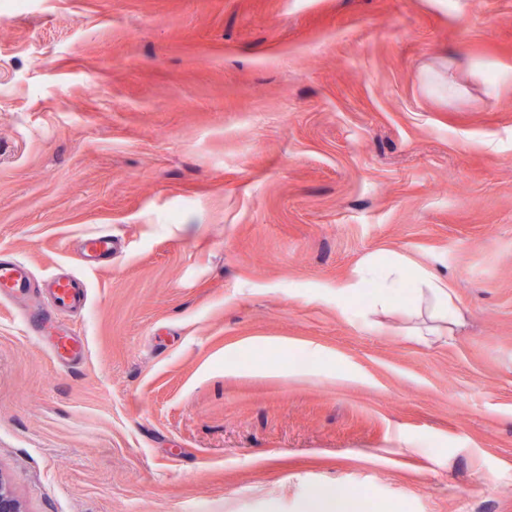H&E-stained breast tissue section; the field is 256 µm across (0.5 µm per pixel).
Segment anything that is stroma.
Instances as JSON below:
<instances>
[{"instance_id": "1", "label": "stroma", "mask_w": 512, "mask_h": 512, "mask_svg": "<svg viewBox=\"0 0 512 512\" xmlns=\"http://www.w3.org/2000/svg\"><path fill=\"white\" fill-rule=\"evenodd\" d=\"M0 257L88 290L69 366L0 301L28 512H512V0H0ZM113 239L110 234H93L82 239L80 250L83 256H112ZM408 269L406 262L400 259L384 264L367 263L358 270L355 282L336 288V299L354 295L366 285L377 282V287L368 293V312L403 309L421 320L410 328L409 335L448 339L460 320V312L448 291V282L420 269L412 271L413 288L404 293L401 287L408 277Z\"/></svg>"}]
</instances>
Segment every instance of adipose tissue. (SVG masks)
Wrapping results in <instances>:
<instances>
[{"mask_svg": "<svg viewBox=\"0 0 512 512\" xmlns=\"http://www.w3.org/2000/svg\"><path fill=\"white\" fill-rule=\"evenodd\" d=\"M412 281L410 291H403L405 281ZM369 288L366 309L371 313L405 310L418 320L410 328L413 336H451L460 320V312L448 291L447 282L421 269L409 271L405 261L396 259L382 264L373 262L360 267L355 282L342 284L337 298L354 295Z\"/></svg>", "mask_w": 512, "mask_h": 512, "instance_id": "adipose-tissue-1", "label": "adipose tissue"}]
</instances>
